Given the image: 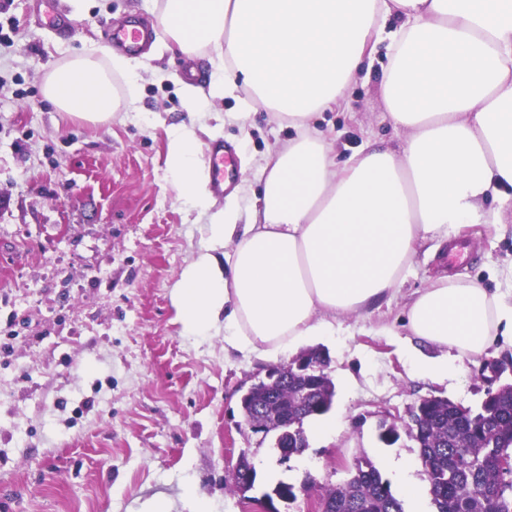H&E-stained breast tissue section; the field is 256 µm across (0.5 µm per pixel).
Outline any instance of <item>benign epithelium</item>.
<instances>
[{
  "label": "benign epithelium",
  "instance_id": "1",
  "mask_svg": "<svg viewBox=\"0 0 512 512\" xmlns=\"http://www.w3.org/2000/svg\"><path fill=\"white\" fill-rule=\"evenodd\" d=\"M327 363L325 354L308 350L285 365L269 369L265 379L253 384L241 396L244 400L258 387L266 389V402L257 406L252 414L243 415V422L253 433L262 435V438H273V448L277 450L283 463L297 455V445L306 439L304 422L308 412L313 409L310 397L312 393L321 391L326 384ZM484 369L491 373L490 382L493 383L506 372L512 374V362L488 359L484 363ZM285 381H302L304 386L292 393L291 413L280 415L276 412L277 397L281 384ZM428 401L430 398L425 397L408 407L406 417L400 418L402 425L398 426L392 422L386 430L397 433L402 429L411 439H416L418 432L413 430V426L416 425L417 413Z\"/></svg>",
  "mask_w": 512,
  "mask_h": 512
}]
</instances>
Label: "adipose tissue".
<instances>
[{"instance_id": "adipose-tissue-1", "label": "adipose tissue", "mask_w": 512, "mask_h": 512, "mask_svg": "<svg viewBox=\"0 0 512 512\" xmlns=\"http://www.w3.org/2000/svg\"><path fill=\"white\" fill-rule=\"evenodd\" d=\"M152 2L165 46L188 58L216 52V96L226 78L240 79L299 131L253 157L263 188L245 224L217 208L195 124L170 132L178 199L208 215L211 246L227 249L226 267L199 253L171 289L186 333L220 324L234 348L277 357L391 298L420 242H446L460 224L502 223L512 210V0ZM381 43L380 93L403 140L367 137L339 158L312 120L341 104ZM139 68L138 58L91 44L45 74L43 97L106 122L133 107ZM407 327L476 357L512 343V292L443 274L415 292Z\"/></svg>"}]
</instances>
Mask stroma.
Segmentation results:
<instances>
[{
  "mask_svg": "<svg viewBox=\"0 0 512 512\" xmlns=\"http://www.w3.org/2000/svg\"><path fill=\"white\" fill-rule=\"evenodd\" d=\"M151 8V0H0V512H140L154 499L191 512V486L208 512H259L257 498L281 480L300 487L281 512H309L361 456L404 512H435L431 495L416 501L406 490V478L426 480L415 441L384 444L378 424L422 397L479 406L485 359L511 358L512 346L494 345L435 379L418 361L441 351L410 335L407 305L441 272L512 290V223L461 225L445 247L423 242L391 302L342 317L333 334L314 339L329 357L335 398L326 418L336 429L308 434L306 450L281 463L244 425L239 399L290 354L243 353L220 327L186 334L170 301L186 262L209 244L166 163L170 126L188 118L178 79L188 74L208 88V57H143L132 111L106 123L55 111L42 95L52 66L85 45L109 47L111 28L152 25ZM55 13L68 29L53 24ZM385 61L378 47L346 106L314 120L343 154L366 129L395 137L382 119ZM211 105L221 117L208 125L235 164L297 135L243 93ZM260 190L249 168L216 200L243 224ZM452 245L467 253L453 265ZM243 453L257 469L248 500L231 477Z\"/></svg>",
  "mask_w": 512,
  "mask_h": 512,
  "instance_id": "stroma-1",
  "label": "stroma"
}]
</instances>
